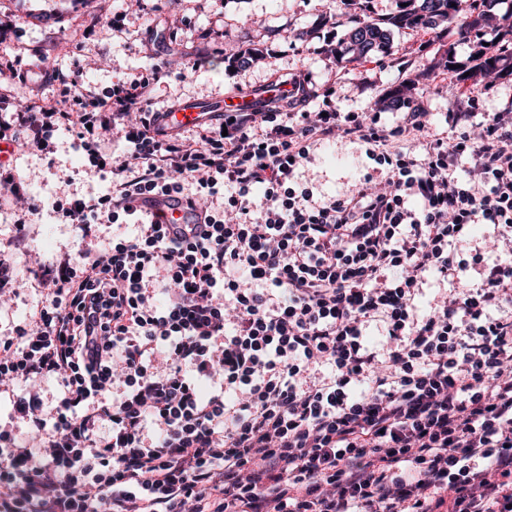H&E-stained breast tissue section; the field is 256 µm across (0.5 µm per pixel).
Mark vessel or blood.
Here are the masks:
<instances>
[{
  "label": "vessel or blood",
  "mask_w": 512,
  "mask_h": 512,
  "mask_svg": "<svg viewBox=\"0 0 512 512\" xmlns=\"http://www.w3.org/2000/svg\"><path fill=\"white\" fill-rule=\"evenodd\" d=\"M256 101V96L250 93H236L221 100H182L162 112L160 123L166 131L177 132L193 125L214 123L224 112L233 109L255 110ZM135 205L160 224H197L201 221L198 210L190 208L182 198L173 194L139 198Z\"/></svg>",
  "instance_id": "vessel-or-blood-1"
}]
</instances>
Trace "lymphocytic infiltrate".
<instances>
[{
    "instance_id": "lymphocytic-infiltrate-1",
    "label": "lymphocytic infiltrate",
    "mask_w": 512,
    "mask_h": 512,
    "mask_svg": "<svg viewBox=\"0 0 512 512\" xmlns=\"http://www.w3.org/2000/svg\"><path fill=\"white\" fill-rule=\"evenodd\" d=\"M165 75L99 93L81 62L35 74L0 54L8 83L62 89L0 112V141L47 153L64 129L111 176L52 200L85 248L42 266L31 318L0 336V389L26 387L24 436L0 430V512H512V113L468 98L443 137L420 101L392 127L328 89L302 111L291 76L259 111L169 134L151 107ZM337 138L388 191L298 182ZM159 193L203 223L134 208ZM105 224L135 231L101 244Z\"/></svg>"
}]
</instances>
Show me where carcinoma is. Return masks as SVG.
I'll return each mask as SVG.
<instances>
[{"label":"carcinoma","instance_id":"carcinoma-1","mask_svg":"<svg viewBox=\"0 0 512 512\" xmlns=\"http://www.w3.org/2000/svg\"><path fill=\"white\" fill-rule=\"evenodd\" d=\"M353 7L352 26L345 39L336 49V58L345 60L361 59L372 52L387 53L390 43L387 32L390 28L410 29L412 31L433 29L437 21L459 24L466 34L481 32L490 19V10L485 8L488 0H477L472 13L459 19L456 17V0H398L397 10L385 17H373L366 14L367 6L361 0H345ZM480 66L485 70H497L512 75V55L504 57L499 48L481 47L475 54Z\"/></svg>","mask_w":512,"mask_h":512}]
</instances>
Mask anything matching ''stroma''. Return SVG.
I'll list each match as a JSON object with an SVG mask.
<instances>
[{"label":"stroma","instance_id":"stroma-1","mask_svg":"<svg viewBox=\"0 0 512 512\" xmlns=\"http://www.w3.org/2000/svg\"><path fill=\"white\" fill-rule=\"evenodd\" d=\"M126 10L122 30L100 28L84 39L91 18L107 19ZM0 24L14 56L32 63L31 46H41L47 69L85 64L92 87L104 89L129 80L159 64L169 75L154 88L152 106L164 110L185 99H220L236 87H260L287 74L305 79L314 93L306 109L318 111L321 92L336 91L343 112H377L393 124L407 112L409 100L427 95L426 110L433 129L448 128V112L460 96V84L449 78L447 63L470 71L473 41L459 30L440 36L391 29L393 50L360 61L338 64L329 52L351 24L343 0H0ZM255 57L238 70L230 62L244 50ZM203 55L205 70L194 72L190 60ZM52 154L26 147L11 160L26 177L32 194L43 200L39 214L29 216L25 244L13 240L16 205L0 195V271L16 288L13 301L0 308V330L29 318L42 297L34 275L37 263H54L77 247L69 224L55 213L51 200L64 192L95 197L105 193L107 180L84 172V156L75 137L59 131ZM368 170L363 148L345 139L318 145L297 171L318 194L347 193Z\"/></svg>","mask_w":512,"mask_h":512}]
</instances>
